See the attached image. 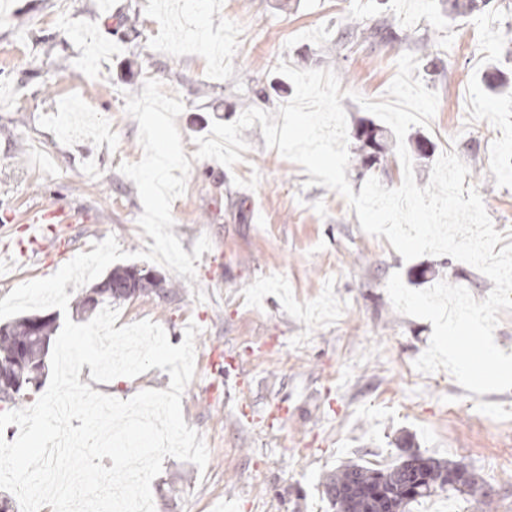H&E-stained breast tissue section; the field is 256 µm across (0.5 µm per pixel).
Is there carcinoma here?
Listing matches in <instances>:
<instances>
[{
	"instance_id": "carcinoma-1",
	"label": "carcinoma",
	"mask_w": 512,
	"mask_h": 512,
	"mask_svg": "<svg viewBox=\"0 0 512 512\" xmlns=\"http://www.w3.org/2000/svg\"><path fill=\"white\" fill-rule=\"evenodd\" d=\"M492 0H448V14L465 16L481 12ZM355 138L359 162L373 166L392 153L391 134L374 125L357 129ZM133 281L139 293L155 288L144 270L135 266L112 270L106 282L121 285ZM30 317L24 316L0 324V369L13 376L17 387L8 402L17 406L31 403L40 392L47 376L44 342H53L57 327L55 320L43 323L37 329L29 327ZM419 464L412 466L404 459L400 463L380 468L351 461L324 476L321 486L323 497L335 512H410L413 504L439 491H456L474 497V508L486 512L489 501L475 497L469 481L457 486H446L444 475L455 471L469 474L467 465L433 457L417 455Z\"/></svg>"
}]
</instances>
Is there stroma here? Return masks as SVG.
Returning a JSON list of instances; mask_svg holds the SVG:
<instances>
[{
  "label": "stroma",
  "instance_id": "obj_1",
  "mask_svg": "<svg viewBox=\"0 0 512 512\" xmlns=\"http://www.w3.org/2000/svg\"><path fill=\"white\" fill-rule=\"evenodd\" d=\"M383 19L397 40L337 45L345 25ZM199 28L222 57L202 54ZM405 53L438 95L410 135L434 157L456 153L496 230L512 233V91L484 82L489 66L512 71V0L454 21L444 0H0V256L15 261L0 267V299L108 236L128 252L152 244L119 170L143 156L125 96L153 78L185 105L176 124L192 162L172 232L185 252L203 236L211 248L192 278L136 260L163 288L117 305L119 325L152 320L174 346L189 323L200 328L182 411L209 460L201 470L165 457L155 512H332L325 473L350 460L390 466L408 449L469 465L492 512H512V390L477 395L446 370H415L433 327L398 313L386 291L395 272L410 289L444 280L479 301L493 282L448 256L403 260L342 195L266 147L260 125L241 130L248 148L233 167L195 156L213 122L291 100L279 62L333 70L343 90L374 100ZM57 208L75 223L30 224ZM90 374L82 366L80 382L123 400L170 383L157 368L114 383ZM495 460L506 469L493 479Z\"/></svg>",
  "mask_w": 512,
  "mask_h": 512
}]
</instances>
